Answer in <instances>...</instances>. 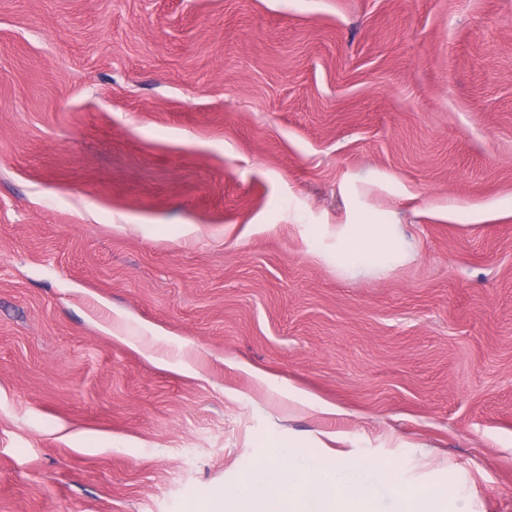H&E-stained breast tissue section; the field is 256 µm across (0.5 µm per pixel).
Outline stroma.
Wrapping results in <instances>:
<instances>
[{"label": "stroma", "instance_id": "1", "mask_svg": "<svg viewBox=\"0 0 512 512\" xmlns=\"http://www.w3.org/2000/svg\"><path fill=\"white\" fill-rule=\"evenodd\" d=\"M362 215L401 262L337 265ZM291 439L512 512V0H0V512H205Z\"/></svg>", "mask_w": 512, "mask_h": 512}]
</instances>
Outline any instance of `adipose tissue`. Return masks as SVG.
Instances as JSON below:
<instances>
[{
    "label": "adipose tissue",
    "mask_w": 512,
    "mask_h": 512,
    "mask_svg": "<svg viewBox=\"0 0 512 512\" xmlns=\"http://www.w3.org/2000/svg\"><path fill=\"white\" fill-rule=\"evenodd\" d=\"M401 255L384 224H346L337 236L336 262L343 268L385 270ZM392 481L387 466L303 457L288 443L269 449L246 480L212 501L210 512H377L378 490Z\"/></svg>",
    "instance_id": "ef3b65f1"
}]
</instances>
